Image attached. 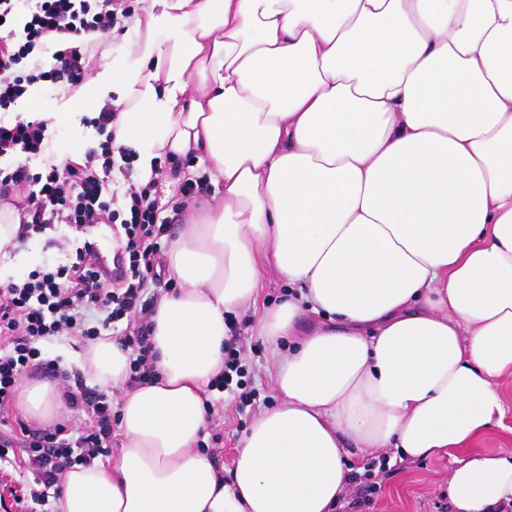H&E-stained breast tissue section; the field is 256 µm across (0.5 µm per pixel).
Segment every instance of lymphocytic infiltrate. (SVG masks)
<instances>
[{"instance_id":"f902f5d3","label":"lymphocytic infiltrate","mask_w":512,"mask_h":512,"mask_svg":"<svg viewBox=\"0 0 512 512\" xmlns=\"http://www.w3.org/2000/svg\"><path fill=\"white\" fill-rule=\"evenodd\" d=\"M137 9L136 0H0V197L14 199L21 224L18 243L56 224L71 225L84 235L102 224L118 228L119 275L95 267L84 239L66 262L33 269L0 286V459L10 450L22 451L16 464L31 500L41 506L66 469L111 453L118 421L104 395L89 389L78 372L67 375L63 397L69 408L87 411L84 426L32 429L2 418L1 412L12 402L21 376L54 372L56 362L44 358L42 343L64 335L93 340L121 321L126 328L120 342L131 357L129 384L153 378L142 295L148 282L160 278L161 237L168 226L160 217L155 183L129 186L125 205L115 204L106 177L116 160L131 162L133 154L112 146L113 106L104 105L93 117L101 139L83 161L38 171L18 157L41 152L45 121H11L7 115L30 99L34 87L63 81L80 87L94 37L124 30ZM35 54L46 60L38 70L28 67ZM246 376L239 349L226 343L224 370L212 389L236 392L239 408H246L256 397Z\"/></svg>"}]
</instances>
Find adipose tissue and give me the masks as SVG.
I'll return each instance as SVG.
<instances>
[{"label":"adipose tissue","instance_id":"ef3b65f1","mask_svg":"<svg viewBox=\"0 0 512 512\" xmlns=\"http://www.w3.org/2000/svg\"><path fill=\"white\" fill-rule=\"evenodd\" d=\"M132 53L111 48L54 122L119 89L115 142L141 182L193 155L221 193L166 253L155 376L127 387L110 333L66 363L122 389L111 460L65 473L57 512H334L351 453L424 460L501 425L512 375V0H139ZM0 201V284L23 256ZM295 292L257 325L278 405L221 472L198 448L229 321L266 269ZM322 321L301 330L304 309ZM27 420L60 417L22 378ZM455 512L512 502V453L457 460Z\"/></svg>","mask_w":512,"mask_h":512}]
</instances>
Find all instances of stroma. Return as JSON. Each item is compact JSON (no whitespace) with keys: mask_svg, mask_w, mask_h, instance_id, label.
<instances>
[{"mask_svg":"<svg viewBox=\"0 0 512 512\" xmlns=\"http://www.w3.org/2000/svg\"><path fill=\"white\" fill-rule=\"evenodd\" d=\"M99 136L96 129L88 124L49 123L44 153L27 158L32 169L39 170L47 165L48 155L70 156L74 148L88 150L96 146ZM157 178V199L162 219L168 222L169 233H176L183 222V211L179 206L180 188L184 182L183 171L187 168L184 159L162 158ZM80 238L79 233L65 224H58L47 233L30 238L29 244L35 249V265L65 262ZM258 309L247 310L236 318L241 334L239 342L248 363L252 386L266 406H274L279 397L269 377L270 363L266 346L257 336ZM501 398L507 408L502 426L493 428L474 440L470 446L473 452L512 451V377L505 376L497 382ZM215 414L212 429L219 432L221 440L214 458L217 467H230L239 436L250 423L254 412L238 410L234 395L212 392ZM455 464L454 455L448 454L425 460L400 462L395 472L385 480L371 496L369 505L360 507L358 512H452L448 499V473Z\"/></svg>","mask_w":512,"mask_h":512,"instance_id":"obj_1","label":"stroma"}]
</instances>
